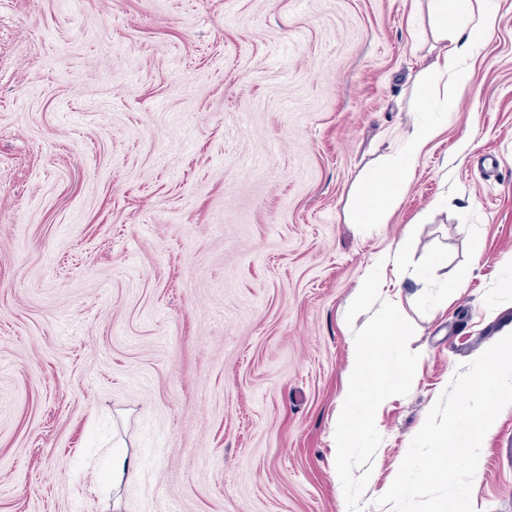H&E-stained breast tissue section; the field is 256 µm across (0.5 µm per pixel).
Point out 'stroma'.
Wrapping results in <instances>:
<instances>
[{"label":"stroma","instance_id":"stroma-1","mask_svg":"<svg viewBox=\"0 0 512 512\" xmlns=\"http://www.w3.org/2000/svg\"><path fill=\"white\" fill-rule=\"evenodd\" d=\"M496 3L455 81L425 71L427 0H0V512H389L430 409L512 333ZM423 122L440 132L384 223H347ZM389 308L410 380L341 457ZM471 502L512 512V404Z\"/></svg>","mask_w":512,"mask_h":512}]
</instances>
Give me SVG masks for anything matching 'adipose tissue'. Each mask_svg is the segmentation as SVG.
<instances>
[{
  "label": "adipose tissue",
  "mask_w": 512,
  "mask_h": 512,
  "mask_svg": "<svg viewBox=\"0 0 512 512\" xmlns=\"http://www.w3.org/2000/svg\"><path fill=\"white\" fill-rule=\"evenodd\" d=\"M469 7L470 0H428L429 25L437 40L443 43L432 69L455 72L460 59L471 55L492 28L495 15L488 9L478 16L474 25L461 24L458 13ZM438 132V126L433 124L415 126L398 154L388 157L378 170L364 176L361 202L350 211L349 223H381L399 202L412 173L413 160ZM405 334L404 321L394 309L384 312L368 327L352 370L350 398L344 409L347 426L336 434L339 450H346L354 434L370 421L383 396L381 378L404 386L405 370L392 360L391 354Z\"/></svg>",
  "instance_id": "1"
}]
</instances>
